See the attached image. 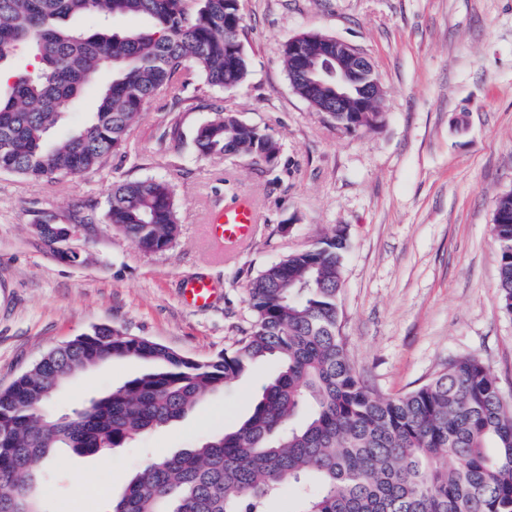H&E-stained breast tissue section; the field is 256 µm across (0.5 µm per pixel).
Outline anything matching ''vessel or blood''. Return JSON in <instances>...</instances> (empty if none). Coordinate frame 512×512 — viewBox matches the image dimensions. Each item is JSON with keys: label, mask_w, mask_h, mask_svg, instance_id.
<instances>
[{"label": "vessel or blood", "mask_w": 512, "mask_h": 512, "mask_svg": "<svg viewBox=\"0 0 512 512\" xmlns=\"http://www.w3.org/2000/svg\"><path fill=\"white\" fill-rule=\"evenodd\" d=\"M205 224L206 234L217 249V258H231L245 248L257 232L256 205L249 195H240L230 204L209 211ZM218 289L214 280L196 277L184 282L183 295L190 307L203 309L211 306Z\"/></svg>", "instance_id": "vessel-or-blood-1"}]
</instances>
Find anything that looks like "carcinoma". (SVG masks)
<instances>
[{
	"label": "carcinoma",
	"mask_w": 512,
	"mask_h": 512,
	"mask_svg": "<svg viewBox=\"0 0 512 512\" xmlns=\"http://www.w3.org/2000/svg\"><path fill=\"white\" fill-rule=\"evenodd\" d=\"M239 0H0V65L27 46L35 73L18 69L0 89V173L48 181L106 166L147 103L202 89H237L249 63ZM96 27L76 29L72 18ZM147 18L119 35L109 19ZM112 80L99 85L103 72ZM94 112L56 132L90 89ZM206 159L274 157L265 129L221 108L199 126ZM107 223L140 249L162 252L179 234L174 186L146 177L112 185ZM496 298L512 313V192L495 201ZM344 236L260 270L247 284L250 328L207 361L120 327H97L47 351L0 390V512H56L37 491L57 475V448L82 455L125 447L186 416L247 368L273 365L252 413L234 430L135 474L113 512H266L295 488L288 512H512V403L481 360L463 355L425 384L376 396L341 335ZM152 370L54 417L48 405L70 378L113 360Z\"/></svg>",
	"instance_id": "1"
}]
</instances>
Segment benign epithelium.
<instances>
[{"mask_svg": "<svg viewBox=\"0 0 512 512\" xmlns=\"http://www.w3.org/2000/svg\"><path fill=\"white\" fill-rule=\"evenodd\" d=\"M288 79L293 91L317 112L336 113V123L351 129L373 118L372 103L383 88L370 58L342 39L309 31L288 41ZM51 233L53 248L62 261L82 253L76 245L88 243L91 228L84 224H36Z\"/></svg>", "mask_w": 512, "mask_h": 512, "instance_id": "7a95c632", "label": "benign epithelium"}]
</instances>
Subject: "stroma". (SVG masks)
Instances as JSON below:
<instances>
[{"instance_id":"stroma-1","label":"stroma","mask_w":512,"mask_h":512,"mask_svg":"<svg viewBox=\"0 0 512 512\" xmlns=\"http://www.w3.org/2000/svg\"><path fill=\"white\" fill-rule=\"evenodd\" d=\"M250 74L236 90L175 101L157 94L125 147L103 169L53 182L0 174V388L50 348L100 325L121 326L195 360L221 353L249 327L246 285L265 266L343 230L342 334L359 375L378 394L410 391L450 359L478 356L512 397V313L494 297L497 197L512 190V0H241ZM315 31L368 55L384 90L380 127L346 132L292 90L282 50ZM267 128L274 165L210 160L191 148L213 108ZM170 180L180 233L141 251L106 222L113 183ZM238 193L260 222L240 254L212 261L207 209ZM85 221L84 261L58 260L32 233L46 221ZM223 287L211 307L185 304L181 285ZM125 360L60 392L53 414L145 372ZM260 367L203 399L181 420L109 455L56 449L54 481L38 486L57 512H111L149 459L232 429L252 410Z\"/></svg>"}]
</instances>
